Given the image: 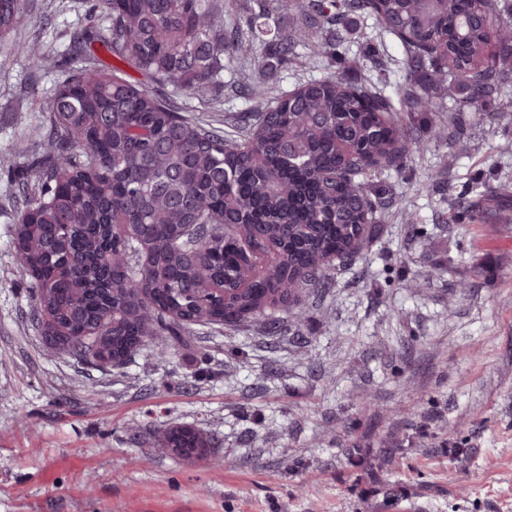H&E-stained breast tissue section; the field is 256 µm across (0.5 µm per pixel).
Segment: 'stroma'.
<instances>
[{"instance_id": "obj_1", "label": "stroma", "mask_w": 512, "mask_h": 512, "mask_svg": "<svg viewBox=\"0 0 512 512\" xmlns=\"http://www.w3.org/2000/svg\"><path fill=\"white\" fill-rule=\"evenodd\" d=\"M92 5L25 0L14 36L42 50L39 71L0 46V512H512V208L473 222L450 206L474 177L512 195V82L484 116L463 113L460 139L370 177L389 216L333 288L307 297V328L273 343L196 325L168 361L146 345L95 368L34 328L13 247L24 152ZM343 36L349 77L381 53L396 95L391 35L365 18ZM332 70L300 46L266 71L257 57L227 61L204 96L171 100L229 128L251 107L240 81L290 91ZM184 425L207 437V459L162 449Z\"/></svg>"}]
</instances>
